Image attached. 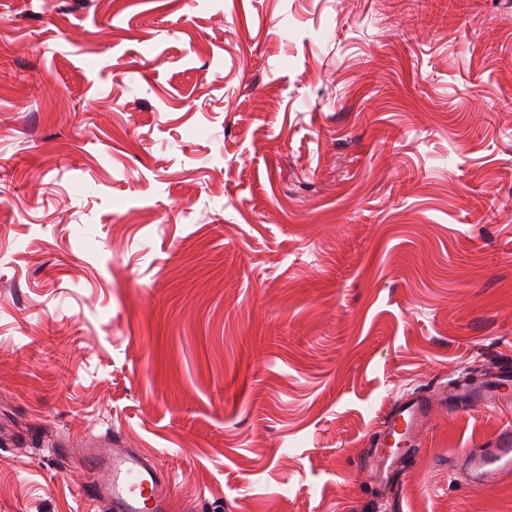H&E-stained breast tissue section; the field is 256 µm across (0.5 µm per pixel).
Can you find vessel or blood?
Returning a JSON list of instances; mask_svg holds the SVG:
<instances>
[{"mask_svg":"<svg viewBox=\"0 0 512 512\" xmlns=\"http://www.w3.org/2000/svg\"><path fill=\"white\" fill-rule=\"evenodd\" d=\"M511 402L512 367L504 365L468 387L443 385L407 398L384 416L382 437L387 442L398 438L412 447L436 405L450 404L463 415L478 407L495 409ZM79 458L94 464L91 477L81 487L90 507L104 503L110 512H199V502L175 500L169 472L138 449L85 448ZM451 465L469 471L479 487H494L512 477V426H504L492 440L463 449Z\"/></svg>","mask_w":512,"mask_h":512,"instance_id":"1","label":"vessel or blood"}]
</instances>
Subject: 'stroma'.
I'll return each mask as SVG.
<instances>
[{"label": "stroma", "mask_w": 512, "mask_h": 512, "mask_svg": "<svg viewBox=\"0 0 512 512\" xmlns=\"http://www.w3.org/2000/svg\"><path fill=\"white\" fill-rule=\"evenodd\" d=\"M512 362V0H0V512L91 434L203 512H512L437 409ZM489 380H471L469 387L457 388L447 385L432 392L417 394L407 398L395 410L383 417L385 425L382 437L384 446L398 435L409 447L417 446L418 436L422 432L434 406L449 402L456 413L463 415L477 407L485 409L501 408L511 403L512 369L509 365L500 366L491 372Z\"/></svg>", "instance_id": "obj_1"}]
</instances>
